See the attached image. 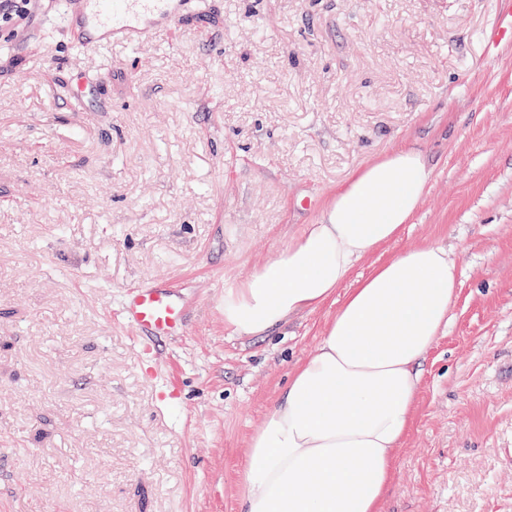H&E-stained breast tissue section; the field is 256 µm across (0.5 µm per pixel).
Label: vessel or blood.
I'll return each instance as SVG.
<instances>
[{"mask_svg": "<svg viewBox=\"0 0 512 512\" xmlns=\"http://www.w3.org/2000/svg\"><path fill=\"white\" fill-rule=\"evenodd\" d=\"M204 0H58L54 12L65 28L82 33L89 52L102 44L142 46L156 31L175 29L184 14L199 12ZM497 20L486 38L488 55L512 47V0H499ZM192 300L170 280L126 289L119 316L131 327L144 357L186 335Z\"/></svg>", "mask_w": 512, "mask_h": 512, "instance_id": "b4317fda", "label": "vessel or blood"}]
</instances>
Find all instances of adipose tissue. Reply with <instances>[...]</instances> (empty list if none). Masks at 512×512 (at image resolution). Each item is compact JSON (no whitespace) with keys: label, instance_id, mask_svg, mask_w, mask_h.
Segmentation results:
<instances>
[{"label":"adipose tissue","instance_id":"ef3b65f1","mask_svg":"<svg viewBox=\"0 0 512 512\" xmlns=\"http://www.w3.org/2000/svg\"><path fill=\"white\" fill-rule=\"evenodd\" d=\"M430 179L410 147L358 171L317 223L225 287V329L262 336L330 300L410 223ZM457 285L455 261L434 244L356 281L250 441L243 512H382L414 421L419 365L448 324Z\"/></svg>","mask_w":512,"mask_h":512}]
</instances>
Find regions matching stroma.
Returning a JSON list of instances; mask_svg holds the SVG:
<instances>
[{
  "instance_id": "stroma-1",
  "label": "stroma",
  "mask_w": 512,
  "mask_h": 512,
  "mask_svg": "<svg viewBox=\"0 0 512 512\" xmlns=\"http://www.w3.org/2000/svg\"><path fill=\"white\" fill-rule=\"evenodd\" d=\"M0 39V512H242L252 436L346 290L260 337L218 300L398 146L432 170L410 224L459 270L383 512H512V48L497 0H211L145 46ZM99 77L84 111L71 80ZM177 278L159 368L116 314ZM173 389L179 404L159 400ZM497 20L486 38V50L490 56L497 55L504 48L512 47V2L499 0Z\"/></svg>"
}]
</instances>
